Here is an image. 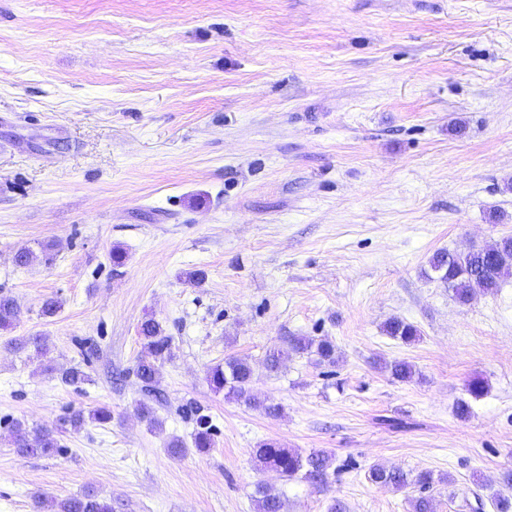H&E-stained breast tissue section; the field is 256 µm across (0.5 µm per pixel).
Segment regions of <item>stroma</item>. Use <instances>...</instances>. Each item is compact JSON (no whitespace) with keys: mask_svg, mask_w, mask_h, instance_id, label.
<instances>
[{"mask_svg":"<svg viewBox=\"0 0 512 512\" xmlns=\"http://www.w3.org/2000/svg\"><path fill=\"white\" fill-rule=\"evenodd\" d=\"M510 235L512 0H0V291L20 305L0 331V512L88 490L112 512H256L260 483L285 512H412L417 488L372 483L376 464L432 472L435 512H469L512 471V278L462 305L429 260ZM45 243L51 262L15 265ZM148 315L172 338L151 393ZM394 317L416 341L386 334ZM230 357L278 414L210 387ZM74 366L89 382H62ZM97 407L111 422L15 453L13 420ZM270 442L331 456L326 484L262 467ZM291 349L296 353H313L319 362L332 364L336 361L335 346L327 339L315 341L305 337L294 338L290 341Z\"/></svg>","mask_w":512,"mask_h":512,"instance_id":"35a3bbf8","label":"stroma"}]
</instances>
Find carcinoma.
Segmentation results:
<instances>
[{
	"instance_id": "1",
	"label": "carcinoma",
	"mask_w": 512,
	"mask_h": 512,
	"mask_svg": "<svg viewBox=\"0 0 512 512\" xmlns=\"http://www.w3.org/2000/svg\"><path fill=\"white\" fill-rule=\"evenodd\" d=\"M53 245L46 244L41 254L24 249L15 254L17 266L26 267L42 258L50 261ZM430 269L438 274V278L452 289L459 302L466 304L477 294H492L501 287L505 277L512 274V236L484 246H478L467 252L438 251L429 260ZM19 315L17 300L7 294L0 293V330L13 328ZM386 334L404 343H411L419 336L416 326L399 318H392L385 323ZM138 335L143 341L146 355L139 359L136 376L148 390L155 388L158 382L159 368L170 355L171 338L165 334L160 321L155 317L144 318L139 327ZM291 349L296 353H312L318 361L328 364L336 362V350L331 341L300 337L291 340ZM253 380L251 366L240 359L226 360L213 366L208 373V382L216 391L236 398L255 400L250 393ZM112 412L106 407H99L88 412L73 409L63 419V424L80 428L86 423L103 425L110 422ZM13 448L22 456L50 455L60 447L59 439L52 431L30 430L24 422L17 420L12 424ZM214 446L211 427L200 424V430L194 435V447L202 451ZM257 460L279 472L283 480L294 479L300 472L305 478L317 483L327 482L329 458L322 453H313L306 457L301 454L279 448L273 444H265L256 450ZM369 479L381 485L393 486L397 489L410 485L417 487L420 495L410 501L412 512H434L432 498L427 492L433 485V476L429 472H420L413 477L400 470H391L381 465L370 468ZM257 512H283L285 503L281 493L272 486L259 484L255 496ZM49 512H112V506L98 498L93 492L66 499H50L47 501Z\"/></svg>"
}]
</instances>
